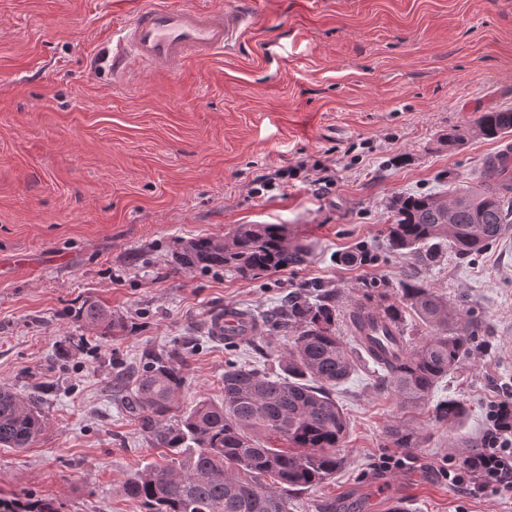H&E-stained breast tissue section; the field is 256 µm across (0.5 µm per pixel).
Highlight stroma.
I'll use <instances>...</instances> for the list:
<instances>
[{"label":"stroma","instance_id":"stroma-1","mask_svg":"<svg viewBox=\"0 0 512 512\" xmlns=\"http://www.w3.org/2000/svg\"><path fill=\"white\" fill-rule=\"evenodd\" d=\"M141 0H0V385L39 391L46 430L0 448V498L57 512H142L122 483L165 449L148 444L113 392L121 372L177 353L179 409L224 397V369L275 371L282 337L213 339L227 307L256 315L304 283L397 287L389 254L367 266L342 253L381 240L398 194L473 185L494 143L443 138L482 112L512 109V0H238L255 14L234 54L161 79L113 76L107 48ZM299 176L255 194L258 175ZM240 224H282L309 248L301 266L244 279L178 268L179 242ZM421 277L477 328L461 369L436 398L469 417L437 428L401 415L374 385L372 363L336 390L348 427L336 475L292 492L290 512H512L441 475L480 447L487 407L512 385V234L480 255L444 253ZM96 301L125 328L72 322ZM407 417L418 445L402 469L370 465L388 425Z\"/></svg>","mask_w":512,"mask_h":512}]
</instances>
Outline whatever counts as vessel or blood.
<instances>
[{"instance_id":"b4317fda","label":"vessel or blood","mask_w":512,"mask_h":512,"mask_svg":"<svg viewBox=\"0 0 512 512\" xmlns=\"http://www.w3.org/2000/svg\"><path fill=\"white\" fill-rule=\"evenodd\" d=\"M248 21L239 6L200 8L186 0H150L126 20L113 45L112 68L124 73L131 64L148 72L173 76L196 59L223 52L236 42ZM483 166L496 177L501 189L512 187L505 171L512 169V139L499 141L483 160ZM216 340L252 336L254 326L248 316H222L210 323Z\"/></svg>"}]
</instances>
